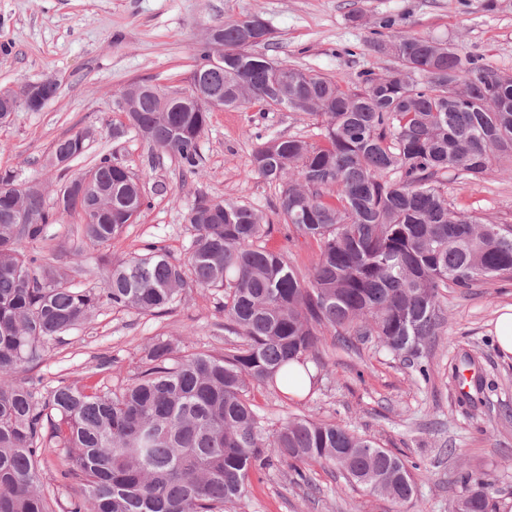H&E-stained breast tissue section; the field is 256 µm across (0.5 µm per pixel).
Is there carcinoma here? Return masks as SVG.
<instances>
[{"label": "carcinoma", "mask_w": 512, "mask_h": 512, "mask_svg": "<svg viewBox=\"0 0 512 512\" xmlns=\"http://www.w3.org/2000/svg\"><path fill=\"white\" fill-rule=\"evenodd\" d=\"M262 24L246 16L215 29L195 48L194 74L224 93V106L260 103L321 119L320 140L273 136L253 154V171L277 182L278 213L319 252L302 271L263 241V218L240 201H201L187 220L194 238L182 263L149 245L114 263L105 253L98 288L70 285L24 245L50 224L85 215L81 237L99 248L135 223L145 199L138 178L105 156L86 174L82 206L65 185L53 205L24 200L0 175V512H55L44 487L54 469L70 489L67 512H226L253 473L289 462L338 469L372 494L403 504L414 481L406 464L334 422L295 416L266 436L248 398L257 386L288 385L328 333L371 336L404 362H420L443 324L441 290L512 277V227L448 200L443 175L483 180L512 164V73L492 69L461 46L418 34L371 42L391 65L366 70L357 85L276 62L248 43ZM117 110L151 131L154 147L193 170L209 109L138 83ZM52 152L74 161L83 133ZM224 291L225 328L242 343L227 352L181 354L159 340L145 349L134 381L116 393L99 384L11 377L40 359L62 334L104 306L165 313L187 283ZM458 512H491L493 480L460 473Z\"/></svg>", "instance_id": "cac0c4a2"}]
</instances>
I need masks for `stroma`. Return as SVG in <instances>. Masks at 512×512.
<instances>
[{
	"label": "stroma",
	"mask_w": 512,
	"mask_h": 512,
	"mask_svg": "<svg viewBox=\"0 0 512 512\" xmlns=\"http://www.w3.org/2000/svg\"><path fill=\"white\" fill-rule=\"evenodd\" d=\"M248 15L274 32L264 49L268 58L349 85L364 70L388 67V59L369 48L386 20L393 21V33L445 37L485 64L512 71V0H499L493 11L487 0H0V89L46 80L57 85L42 109L19 110L0 126V173L11 172L20 184L40 183L51 203L64 183L108 155L135 173L146 199L137 222L103 251L81 241L78 218L47 227L34 248L52 264L73 267L74 287L100 286L103 252L116 261L156 243L172 261H184L193 239L186 215L201 199L251 205L270 222L269 246L284 250L299 268L314 262L317 243L289 240L275 213L280 185L252 170L254 150L269 137L315 141L313 117L258 105L212 111L192 172L134 132L112 133L125 119L116 107L120 90L147 81L187 91L195 47L212 29ZM87 129L93 136L84 159L52 165L54 142ZM448 193L492 222L512 224L510 165L482 181H449ZM223 300L222 292L191 284L163 314L102 309L50 344L28 374L50 385L62 378L82 383L94 372L116 391L131 383L155 340L224 353L239 338L224 328ZM507 305L511 278L446 289L445 322L425 346L424 376L374 341L356 339L346 347L330 336L303 397L270 387L251 390L268 432L304 413L399 456L414 479L409 501L394 504L318 466L309 470L311 487H299L283 465L254 474L231 512H453L464 469L492 474L494 512H512V361L500 356L493 334L497 312Z\"/></svg>",
	"instance_id": "stroma-1"
}]
</instances>
